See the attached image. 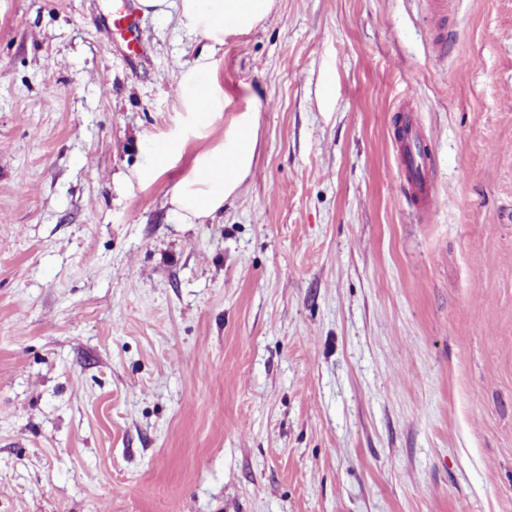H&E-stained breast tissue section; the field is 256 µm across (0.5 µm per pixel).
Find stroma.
Instances as JSON below:
<instances>
[{
    "label": "stroma",
    "instance_id": "obj_1",
    "mask_svg": "<svg viewBox=\"0 0 512 512\" xmlns=\"http://www.w3.org/2000/svg\"><path fill=\"white\" fill-rule=\"evenodd\" d=\"M126 4L0 0V512H512V0H276L146 185L205 42L146 16L132 57ZM251 101V175L181 223ZM137 2L138 0H130L122 12L110 18L103 30V34L108 40L112 39L114 31L121 33L128 50L134 57L143 55L147 48L145 35L139 25L140 15ZM260 113L256 104L235 113L224 126V141L198 153L191 171L178 181L166 202L184 224L213 219L238 196L252 171ZM404 127V153L402 165L405 177L410 191L416 195L424 206L435 207L436 197L431 194L430 186L426 179V165L429 157L426 158V151L419 142L413 124L410 120L406 121ZM418 190H416L415 188Z\"/></svg>",
    "mask_w": 512,
    "mask_h": 512
}]
</instances>
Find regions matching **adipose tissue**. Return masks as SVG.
<instances>
[{"label":"adipose tissue","instance_id":"obj_1","mask_svg":"<svg viewBox=\"0 0 512 512\" xmlns=\"http://www.w3.org/2000/svg\"><path fill=\"white\" fill-rule=\"evenodd\" d=\"M144 14L154 17L175 15L183 30L199 35L211 46L223 44L233 35L250 32L271 12L275 0H140ZM211 53L202 51L195 63L182 71L181 83L190 91L185 101V125L167 141L164 153L140 171L150 182L174 166L189 138L201 137L223 106L220 88L209 79ZM260 127V108L250 105L235 113L224 128L221 144L204 149L194 159L191 171L178 181L168 203L171 211L186 224L223 213L225 204L235 199L252 171Z\"/></svg>","mask_w":512,"mask_h":512}]
</instances>
